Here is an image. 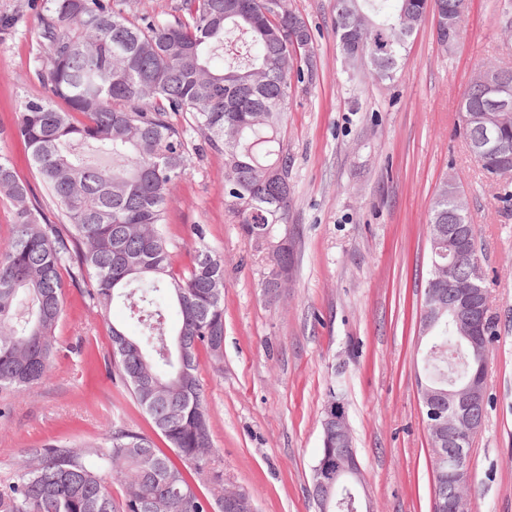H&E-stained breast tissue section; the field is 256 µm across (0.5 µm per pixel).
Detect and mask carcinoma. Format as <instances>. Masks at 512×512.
I'll return each mask as SVG.
<instances>
[{"label": "carcinoma", "mask_w": 512, "mask_h": 512, "mask_svg": "<svg viewBox=\"0 0 512 512\" xmlns=\"http://www.w3.org/2000/svg\"><path fill=\"white\" fill-rule=\"evenodd\" d=\"M273 0H179L171 21L132 20L123 0H43L40 40L51 96L23 102L10 137L23 142L57 210L41 201L0 150V189L14 210L13 236L0 249V390L22 393L45 381L64 314L62 273L109 321L123 303L130 327L109 325L108 367L169 443L125 428L100 442L53 441L24 452L0 480V512H224V490L201 491L212 438L198 371L200 352L224 357V259L193 227L190 265L180 270L166 215L191 164L188 132L224 155L228 212L247 243L256 225L269 241L288 225L293 164L281 139L292 80L312 79L316 54L297 55V28H310ZM454 0H336L334 33L350 63L374 80H393L427 14L452 13ZM224 57V66L212 60ZM467 86L459 112H485ZM189 116L184 125L173 117ZM459 186L443 181L428 224L448 223ZM176 310L178 320L169 322ZM454 325L433 331L424 369L436 388L470 380L477 365L457 345ZM125 488L116 505L112 478Z\"/></svg>", "instance_id": "obj_1"}]
</instances>
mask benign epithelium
<instances>
[{
    "label": "benign epithelium",
    "instance_id": "7a95c632",
    "mask_svg": "<svg viewBox=\"0 0 512 512\" xmlns=\"http://www.w3.org/2000/svg\"><path fill=\"white\" fill-rule=\"evenodd\" d=\"M488 87V99L500 114L499 124L512 118V81L506 74L484 80ZM502 136L498 124L484 128L479 148L482 152H498L505 155L507 164L498 176H512V164L508 160L507 150L501 147ZM471 225L439 224L431 229L432 248L441 256H448V263L441 265L447 273L448 288L443 291L439 278L428 280L425 289L423 308V335H428L443 313L461 320L463 331L460 336L471 347H476V336L482 332V326L491 314L489 289L485 287V270L480 258H475L466 275L467 291L457 294L455 262L463 250L470 249ZM421 402L426 413L427 426L436 442L437 457L448 460V469L454 474L453 481L445 484L441 481L433 485V512H472L470 498L464 493L463 484L471 481V440L480 431L483 419L478 415L482 404V385L470 380L464 390L448 392V399L433 390L427 380L418 381ZM324 438L332 435L340 437V443L348 446V452L327 453L314 467L313 480L319 490L317 504L323 512H328L330 500L335 489L345 484H361V468L353 448L350 428L342 401H336V407L327 410L322 420ZM226 512H254L252 501L243 500L238 494L224 495Z\"/></svg>",
    "mask_w": 512,
    "mask_h": 512
}]
</instances>
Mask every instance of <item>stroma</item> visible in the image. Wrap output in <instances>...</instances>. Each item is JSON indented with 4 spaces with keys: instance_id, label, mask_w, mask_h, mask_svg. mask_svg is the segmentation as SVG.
Segmentation results:
<instances>
[{
    "instance_id": "stroma-1",
    "label": "stroma",
    "mask_w": 512,
    "mask_h": 512,
    "mask_svg": "<svg viewBox=\"0 0 512 512\" xmlns=\"http://www.w3.org/2000/svg\"><path fill=\"white\" fill-rule=\"evenodd\" d=\"M336 0H288L313 34L312 81L292 91L283 129L294 192L288 222L296 263L286 288L264 293L265 256L228 213L224 157L192 155L167 210L177 267L190 263L193 225L224 258V360L201 357L210 414L211 470L246 491L256 512H318L312 468L332 381L361 466L369 512H431V447L417 386L428 347L420 310L430 266L428 213L439 183L455 177L483 253L494 317L486 413L471 444L474 512H512V181L487 178L459 133L460 95L481 66L512 63L499 0H470L452 49L419 25L393 81L345 65L333 29ZM16 14L0 35V128L23 102L44 98L34 76L38 13ZM56 329L49 379L0 391V479L23 451L52 440L99 441L114 423L152 434L149 417L103 362L110 339L76 288Z\"/></svg>"
}]
</instances>
